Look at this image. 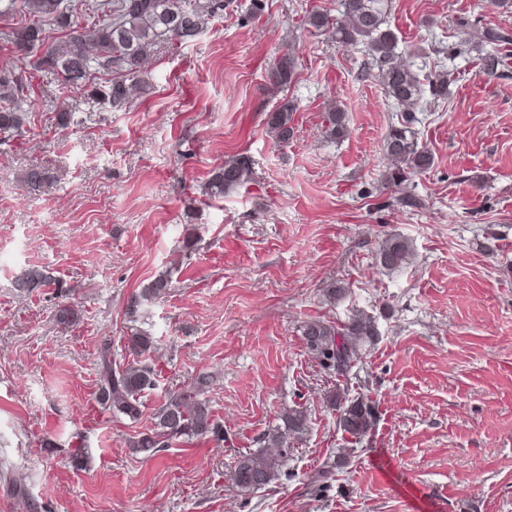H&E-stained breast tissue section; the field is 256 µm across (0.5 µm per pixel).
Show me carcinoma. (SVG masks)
<instances>
[{
    "instance_id": "cac0c4a2",
    "label": "carcinoma",
    "mask_w": 512,
    "mask_h": 512,
    "mask_svg": "<svg viewBox=\"0 0 512 512\" xmlns=\"http://www.w3.org/2000/svg\"><path fill=\"white\" fill-rule=\"evenodd\" d=\"M28 15L26 25L5 33V39L30 70L47 71L60 82L61 90H86L90 100L104 104L113 112L127 110L137 96L149 91L145 67L155 47L165 42L173 47L196 39L210 20L222 15L225 0H99L79 4L74 0H23ZM388 0H338L336 16L315 11L306 16L307 26L321 31L334 29L336 43L362 44L367 60L364 74L379 80L386 96L405 106L398 124L387 131L385 153L388 165L382 185L397 188L434 164L433 154L418 143L413 131L416 117L413 106L420 102L436 104L448 95V74L434 73L420 80L412 64L398 52V37L388 26ZM52 21L66 32L61 43L46 41L44 23ZM469 22H459L460 34L448 47H433L436 54L448 53L456 58L476 56L480 71L489 77L500 76L503 47L512 39L498 29H487L482 40L466 36ZM493 44L494 50L485 46ZM111 72L115 78L106 85L95 82V74ZM297 76V57L288 51L271 66L267 74L269 88L281 92ZM32 100L23 81L0 71V145L10 143L25 133ZM296 103L286 97L267 114L266 131L279 144L294 137ZM349 133L346 113L335 107L325 115V134L341 139ZM254 161L242 153L224 160L204 185L206 195L221 198L233 192L253 176ZM23 181L38 190L51 182L48 171L28 168ZM414 251L409 241L392 236L382 241L376 251L381 268L388 272L412 264ZM171 271L158 274L134 291L125 304L124 315L130 323L142 321L145 308L170 288ZM60 287L59 280L47 269L24 271L13 283L17 293L30 295L40 288ZM303 346L320 368L344 380L326 395L336 411V426L358 441L369 436L376 426L377 412L373 401L363 392L353 394L346 382L359 379L366 358L381 337L377 319L360 308H349L344 319L325 321L309 319L300 327ZM157 339L142 328L127 337L132 359L119 364L112 357V342L105 341L99 350L97 401L102 409L115 416L137 421L142 414L143 398L159 386L157 372L148 356ZM211 376L199 374L188 385L165 393L154 413V428L132 441L143 453L168 448L178 439H224V427L215 418L205 393ZM282 424L259 437L258 448L241 456L235 465L236 485L245 492L269 485L281 471L287 449L307 434L309 416L300 408H288L280 415Z\"/></svg>"
}]
</instances>
